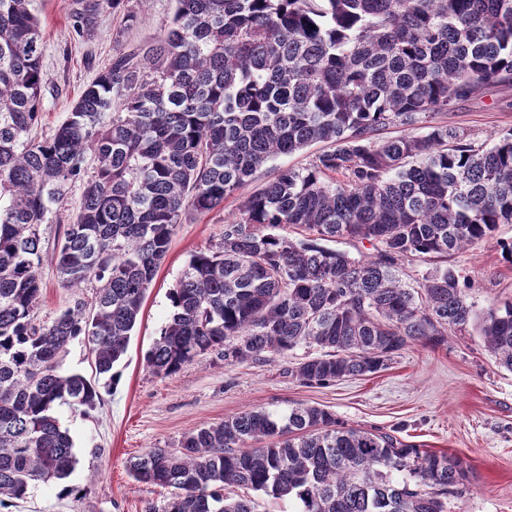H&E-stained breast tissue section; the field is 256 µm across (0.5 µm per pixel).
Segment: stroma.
I'll return each mask as SVG.
<instances>
[{"label": "stroma", "mask_w": 512, "mask_h": 512, "mask_svg": "<svg viewBox=\"0 0 512 512\" xmlns=\"http://www.w3.org/2000/svg\"><path fill=\"white\" fill-rule=\"evenodd\" d=\"M126 7L137 13L131 27L108 14L98 36L82 43L69 38L70 0H33L47 81L41 134H50L64 120L117 46L148 49L169 25L174 3L150 0L141 7L128 0ZM443 120L476 143L491 142L512 130V89H490L480 99L457 104ZM236 206L231 198L223 210L176 225L128 352L115 369L114 382L101 389V407L83 416L68 405H56L78 458L68 482L82 487L83 497H62L57 488L41 484L4 512H164L170 490L133 482L127 470L132 457L149 448L178 447L186 433L248 409L284 412L296 404L321 405L349 425L394 429L401 440L465 459L471 481L451 501L450 512H512V373L497 367L474 331L454 334L438 347L411 345L374 374L329 385H305L292 375V367L308 353L304 346L285 356L235 365L206 353L169 377L147 370L145 354L171 312L170 288L192 254L220 243L224 215ZM496 236V241L448 259L472 281L467 296L479 310L512 296V264L503 260L497 245L512 240V224L500 225ZM41 273L39 319L53 318L79 301L92 302V288H61L50 264H43Z\"/></svg>", "instance_id": "obj_1"}]
</instances>
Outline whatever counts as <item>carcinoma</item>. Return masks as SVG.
<instances>
[{"label":"carcinoma","instance_id":"carcinoma-1","mask_svg":"<svg viewBox=\"0 0 512 512\" xmlns=\"http://www.w3.org/2000/svg\"><path fill=\"white\" fill-rule=\"evenodd\" d=\"M30 2L0 0V508L37 484L80 496L54 406H101L175 225L224 209L268 162L316 143L306 165L243 197L218 246L192 255L146 368L171 376L208 351L233 365L313 345L321 353L291 373L323 385L472 325L512 372V298L478 315L448 266L512 224V132L477 144L438 121L512 88V0H174L151 48L117 49L44 138ZM123 4L71 0L73 40L93 39ZM390 128L403 134L382 137ZM77 183L50 259L62 288L98 287L91 306L41 323L40 227ZM337 238L370 252L321 245ZM408 264L426 265L420 280L403 278ZM79 338L92 379L62 369ZM128 471L174 490L165 512H259L258 495L300 512H448L472 475L458 456L302 404L202 426Z\"/></svg>","mask_w":512,"mask_h":512}]
</instances>
